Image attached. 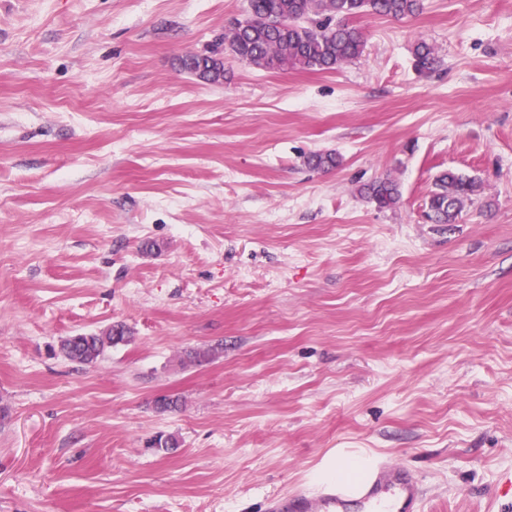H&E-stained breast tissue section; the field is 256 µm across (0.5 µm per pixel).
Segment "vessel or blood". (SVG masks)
Listing matches in <instances>:
<instances>
[{"label": "vessel or blood", "instance_id": "vessel-or-blood-1", "mask_svg": "<svg viewBox=\"0 0 512 512\" xmlns=\"http://www.w3.org/2000/svg\"><path fill=\"white\" fill-rule=\"evenodd\" d=\"M421 489L408 471L382 467L362 484L346 485L316 496L298 495L278 502L279 512H420Z\"/></svg>", "mask_w": 512, "mask_h": 512}]
</instances>
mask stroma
<instances>
[{"label":"stroma","instance_id":"obj_1","mask_svg":"<svg viewBox=\"0 0 512 512\" xmlns=\"http://www.w3.org/2000/svg\"><path fill=\"white\" fill-rule=\"evenodd\" d=\"M246 8L0 0V512H271L358 453L512 512V0L361 16L332 72L179 68ZM446 170L480 190L432 224ZM415 67L422 73L435 71L439 66V59L434 48L424 40H420L414 47ZM361 193L381 208L395 206L399 202L401 195L398 184L389 178L379 179L365 185ZM125 333L122 326H113L98 334L71 336L62 343L61 350L64 356L72 362L93 364L97 362L107 347L124 341Z\"/></svg>","mask_w":512,"mask_h":512}]
</instances>
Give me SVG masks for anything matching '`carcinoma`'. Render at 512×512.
Here are the masks:
<instances>
[{"mask_svg": "<svg viewBox=\"0 0 512 512\" xmlns=\"http://www.w3.org/2000/svg\"><path fill=\"white\" fill-rule=\"evenodd\" d=\"M423 6L424 0H248L246 16L225 30L224 46L238 59L265 70L334 71L364 52L365 40L354 25L355 18L368 12L401 21L420 13ZM414 60L422 73L439 66L434 48L424 40L415 44ZM178 63L204 82H224L223 52L215 47L182 56ZM306 163L326 172L339 167L341 158L335 153H315ZM479 188L475 180L451 170L439 174L425 202L426 219L433 224L456 223ZM361 193L380 208H391L400 200L399 186L389 178L365 185ZM124 340L125 329L111 326L98 334L72 336L61 350L68 360L88 365Z\"/></svg>", "mask_w": 512, "mask_h": 512, "instance_id": "1", "label": "carcinoma"}]
</instances>
